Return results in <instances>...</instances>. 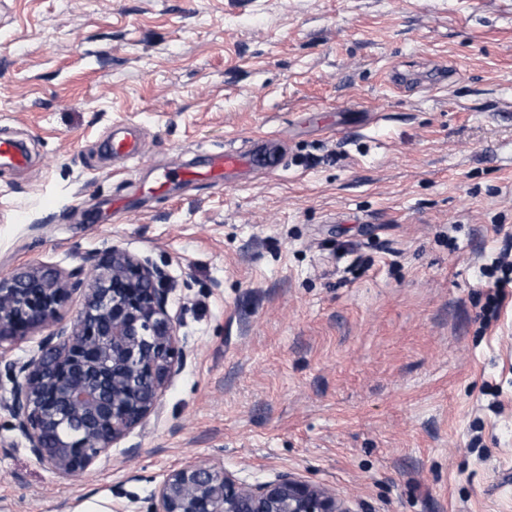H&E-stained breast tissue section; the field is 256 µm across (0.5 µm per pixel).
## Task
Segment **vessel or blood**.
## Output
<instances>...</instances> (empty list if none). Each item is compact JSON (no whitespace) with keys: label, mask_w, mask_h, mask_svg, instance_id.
I'll list each match as a JSON object with an SVG mask.
<instances>
[{"label":"vessel or blood","mask_w":512,"mask_h":512,"mask_svg":"<svg viewBox=\"0 0 512 512\" xmlns=\"http://www.w3.org/2000/svg\"><path fill=\"white\" fill-rule=\"evenodd\" d=\"M279 153L274 137L261 136L254 139L249 151L225 150L223 156L209 162L205 169L190 168L183 170L187 180H205L218 185L232 183L235 176L247 167L273 168L278 164Z\"/></svg>","instance_id":"obj_1"}]
</instances>
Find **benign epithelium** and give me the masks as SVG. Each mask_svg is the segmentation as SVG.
Here are the masks:
<instances>
[{
  "instance_id": "7a95c632",
  "label": "benign epithelium",
  "mask_w": 512,
  "mask_h": 512,
  "mask_svg": "<svg viewBox=\"0 0 512 512\" xmlns=\"http://www.w3.org/2000/svg\"><path fill=\"white\" fill-rule=\"evenodd\" d=\"M170 291L164 268L119 247L68 271L31 264L0 277V375L12 383L5 409L40 465L85 473L160 415L163 394L187 361ZM75 297L82 307L69 322ZM34 336L27 358L5 357L4 345ZM149 512L355 510L291 472L247 483L213 458L170 469Z\"/></svg>"
}]
</instances>
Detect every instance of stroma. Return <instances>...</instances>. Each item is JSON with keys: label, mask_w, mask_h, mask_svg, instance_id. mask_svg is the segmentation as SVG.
<instances>
[{"label": "stroma", "mask_w": 512, "mask_h": 512, "mask_svg": "<svg viewBox=\"0 0 512 512\" xmlns=\"http://www.w3.org/2000/svg\"><path fill=\"white\" fill-rule=\"evenodd\" d=\"M130 123L139 156L112 155ZM269 134L275 170L177 176ZM0 139L26 156L0 275L150 258L187 350L161 416L77 476L31 456L1 379L0 512H147L217 456L354 512H512V302L479 317L512 232V0H0Z\"/></svg>", "instance_id": "stroma-1"}]
</instances>
